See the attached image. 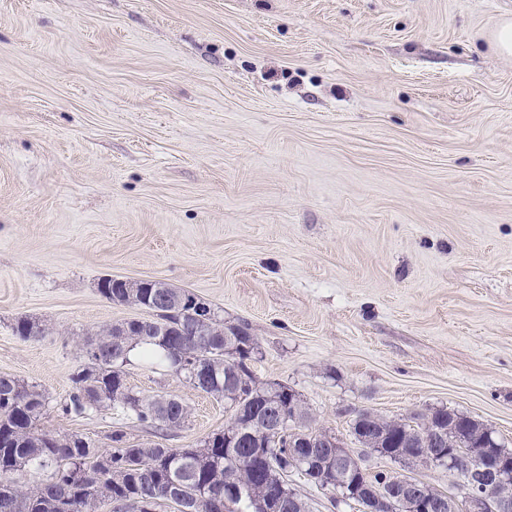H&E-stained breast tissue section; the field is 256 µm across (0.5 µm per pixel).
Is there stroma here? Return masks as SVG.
I'll return each mask as SVG.
<instances>
[{"label": "stroma", "mask_w": 512, "mask_h": 512, "mask_svg": "<svg viewBox=\"0 0 512 512\" xmlns=\"http://www.w3.org/2000/svg\"><path fill=\"white\" fill-rule=\"evenodd\" d=\"M512 0H0V373L42 429L86 336L133 316L105 277L192 291L352 450L355 412L448 408L512 448ZM43 325L22 338L18 319ZM191 409L171 448L231 417Z\"/></svg>", "instance_id": "35a3bbf8"}]
</instances>
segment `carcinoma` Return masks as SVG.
I'll return each instance as SVG.
<instances>
[{
	"mask_svg": "<svg viewBox=\"0 0 512 512\" xmlns=\"http://www.w3.org/2000/svg\"><path fill=\"white\" fill-rule=\"evenodd\" d=\"M99 293L113 303L152 312V319L133 317L101 328L84 340L89 363L71 374L72 389L63 402L66 416L118 407L161 437L181 428L190 409L176 396L161 401L133 391L125 366L138 351L147 367L163 366L183 377L194 389L224 401L231 411L225 428L236 432L233 448L224 447V431L208 435L194 448H169L160 442L132 443L122 429L113 430L111 446L100 451L76 434L52 435L39 428L46 408L45 393L33 384L0 374V512H258L251 491L282 494L280 478L299 471L305 460L321 486L334 494L336 463L332 448H297L286 452L288 426L279 434L254 437V428L239 425L236 411L245 407L262 414L288 390L279 383L259 382L247 361L257 349L249 324H226L220 315L200 322L182 302L188 291L145 281L129 288L118 279L104 278ZM388 432L385 457L397 462L420 454L421 430H443L448 446L464 456L483 453L479 421L446 409L419 417L412 425L367 412L360 426Z\"/></svg>",
	"mask_w": 512,
	"mask_h": 512,
	"instance_id": "obj_1",
	"label": "carcinoma"
}]
</instances>
